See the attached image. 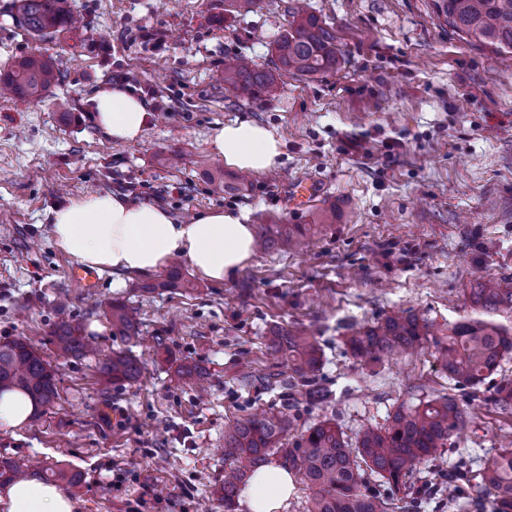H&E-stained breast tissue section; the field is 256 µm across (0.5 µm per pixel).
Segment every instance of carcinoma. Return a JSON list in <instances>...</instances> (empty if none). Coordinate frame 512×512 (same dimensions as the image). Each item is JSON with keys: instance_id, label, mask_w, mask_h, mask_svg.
Here are the masks:
<instances>
[{"instance_id": "1", "label": "carcinoma", "mask_w": 512, "mask_h": 512, "mask_svg": "<svg viewBox=\"0 0 512 512\" xmlns=\"http://www.w3.org/2000/svg\"><path fill=\"white\" fill-rule=\"evenodd\" d=\"M440 24L460 38L498 54L512 51V0H432ZM66 0H21V24L32 34H53L75 23L65 8ZM288 30L274 45V68L263 69L246 59L224 64V84L236 99L254 102L279 95V77L288 73L315 78L338 69L343 50L333 32L314 12L296 3L290 12ZM61 75L43 56L30 55L10 70L0 73V85L13 96L31 102L59 83ZM303 232L283 228L261 236L262 248L296 250L302 246ZM185 286L181 266L171 265L159 282L146 286L181 288ZM470 302L480 316L448 325V334L434 341L448 379L458 387L475 389L498 369L501 360L512 354V325L495 317L512 319V288L496 279H483L470 291ZM112 328L119 334H137L136 312L120 302L110 307ZM430 322L410 310L388 315L366 326L347 339L356 358L373 359L379 353H401L429 340ZM54 342L64 355H80L90 349L88 339L69 323L54 331ZM267 349L277 360L288 363L291 378L312 383L322 366V348L316 337L305 330L273 328L267 336ZM101 372L107 381H134L141 373L138 361L125 352H114ZM19 391L34 403V414L53 406L57 395L56 372L42 358L27 337L0 343V393ZM494 401L503 408L512 405V382L495 386ZM470 421L453 395L399 406L387 423L367 427L349 443L335 423L324 420L309 426L291 448L281 447L284 434L292 426L285 415L251 414L224 432V460L246 461L248 467L224 471V508L230 512L248 471L258 470L277 457L288 470H297L307 481L312 495L306 512H389V505L406 478L417 467L437 458L440 449L464 430ZM25 466L19 460H0V483L23 477ZM377 475L392 486L391 495L382 498L365 492L368 476ZM464 457L448 474V504L456 512H469L479 505L482 493L495 495V512H512V448L501 449L477 473Z\"/></svg>"}]
</instances>
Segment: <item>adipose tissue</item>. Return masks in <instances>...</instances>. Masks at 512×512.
<instances>
[{"label": "adipose tissue", "mask_w": 512, "mask_h": 512, "mask_svg": "<svg viewBox=\"0 0 512 512\" xmlns=\"http://www.w3.org/2000/svg\"><path fill=\"white\" fill-rule=\"evenodd\" d=\"M99 128L112 141L125 144L143 133L147 108L125 89L113 86L93 98ZM212 153L225 164L253 174L275 169L281 143L266 126L234 120L217 128ZM55 246L82 264L110 271L113 287L132 274L157 271L173 258L185 259L209 281L233 278L255 255L256 233L248 215L208 211L178 222L165 208L110 193H95L69 201L49 214ZM294 486L291 473L277 466L258 472L243 492L248 512H279ZM6 512H74V502L56 486L19 480L0 489Z\"/></svg>", "instance_id": "adipose-tissue-1"}]
</instances>
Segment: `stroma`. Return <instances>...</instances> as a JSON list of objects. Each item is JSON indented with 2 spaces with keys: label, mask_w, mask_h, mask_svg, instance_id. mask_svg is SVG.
<instances>
[{
  "label": "stroma",
  "mask_w": 512,
  "mask_h": 512,
  "mask_svg": "<svg viewBox=\"0 0 512 512\" xmlns=\"http://www.w3.org/2000/svg\"><path fill=\"white\" fill-rule=\"evenodd\" d=\"M307 3L342 44L341 68L282 75L277 98L241 103L224 61L272 68L292 0H257L230 18L224 0H67L78 25L44 38L21 25L20 0H0V71L35 54L62 75L37 104L0 95V342L30 338L57 383L46 413L0 428V459L23 460L45 482L67 473L60 487L76 512H224V431L254 413L289 415L293 440L329 419L352 441L400 404L455 395L473 420L411 478L419 512H452L446 471L456 456L481 464L512 448V410L491 399L495 383L512 381V357L474 392L453 386L431 345L367 362L346 345L404 309L446 334L472 315L476 281L512 284V54L452 34L431 0ZM115 84L146 102L137 142H112L97 125L92 97ZM234 119L272 129L281 164L219 191L214 178L238 172L209 140ZM301 179L319 194L298 208L291 189ZM100 192L161 204L179 221L242 209L257 227L305 228L308 247L258 252L221 284L186 265V288L144 292L151 273L116 288L108 271L85 287L71 277L77 260L54 246L48 214ZM115 300L135 309L137 342L113 332ZM63 319L96 354H58ZM273 326L316 335L323 400L300 382L260 383ZM118 351L139 360L136 381L105 382L102 364ZM182 366L200 371L204 388L181 380ZM247 368L255 378L245 382Z\"/></svg>",
  "instance_id": "1"
}]
</instances>
